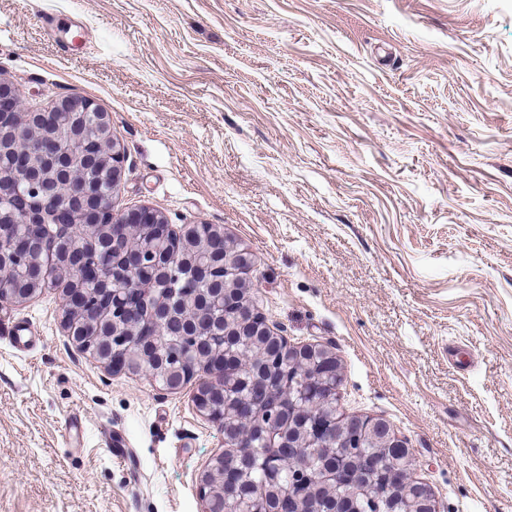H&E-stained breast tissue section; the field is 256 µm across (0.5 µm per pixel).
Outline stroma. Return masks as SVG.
Segmentation results:
<instances>
[{
    "label": "stroma",
    "mask_w": 512,
    "mask_h": 512,
    "mask_svg": "<svg viewBox=\"0 0 512 512\" xmlns=\"http://www.w3.org/2000/svg\"><path fill=\"white\" fill-rule=\"evenodd\" d=\"M0 81L110 114L117 208L246 247L272 330L331 348L438 512H512V0H0ZM62 301L0 306V512H202L197 381L108 372Z\"/></svg>",
    "instance_id": "1"
}]
</instances>
